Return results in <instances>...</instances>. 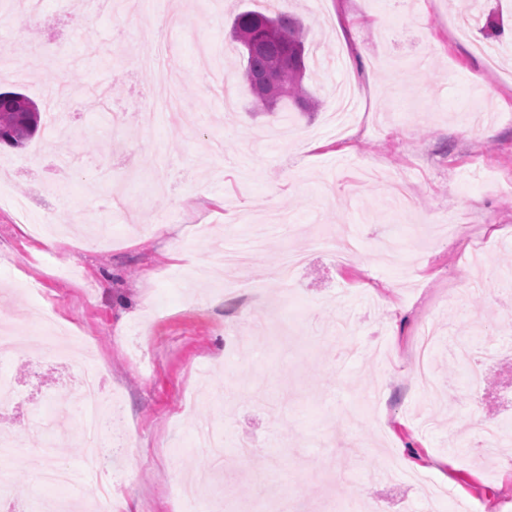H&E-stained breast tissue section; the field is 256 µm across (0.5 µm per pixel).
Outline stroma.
<instances>
[{"label": "stroma", "instance_id": "stroma-1", "mask_svg": "<svg viewBox=\"0 0 512 512\" xmlns=\"http://www.w3.org/2000/svg\"><path fill=\"white\" fill-rule=\"evenodd\" d=\"M141 2L42 0L22 34L20 0H0V92L41 113L25 148L0 145V324L21 341L0 359L20 391L0 417V512H72L95 485L74 409L89 365L127 440L118 460L102 448L112 512H275L269 486L301 512L353 497L363 512H512V446L483 458L459 444L479 422L512 424V0H348L341 21L334 0H296L320 105L285 121L253 111L230 35L237 11L275 0H186L156 46L183 77L175 127L160 73L140 64L173 0ZM75 10L84 30L68 26ZM273 207L289 222L269 228L249 276L213 260ZM461 214L469 231L428 239L425 225ZM146 215L168 232L132 225ZM33 224L68 233L50 253ZM344 228L356 250L312 249ZM291 252L305 261L284 285ZM258 295L293 318L290 351L254 329ZM46 307L68 357L40 351ZM426 319L436 396L415 379ZM480 337L493 382L473 393L458 347ZM203 428L257 450L215 467ZM53 467L71 485H44Z\"/></svg>", "mask_w": 512, "mask_h": 512}]
</instances>
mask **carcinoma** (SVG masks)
<instances>
[{
	"instance_id": "obj_1",
	"label": "carcinoma",
	"mask_w": 512,
	"mask_h": 512,
	"mask_svg": "<svg viewBox=\"0 0 512 512\" xmlns=\"http://www.w3.org/2000/svg\"><path fill=\"white\" fill-rule=\"evenodd\" d=\"M235 40L243 48V79L247 87L262 83L252 94L254 108L274 112L293 105L302 112L318 107L304 86L307 71L305 35L301 22L281 11L245 10L232 22ZM40 112L22 93L0 92V143L22 147L36 133Z\"/></svg>"
}]
</instances>
